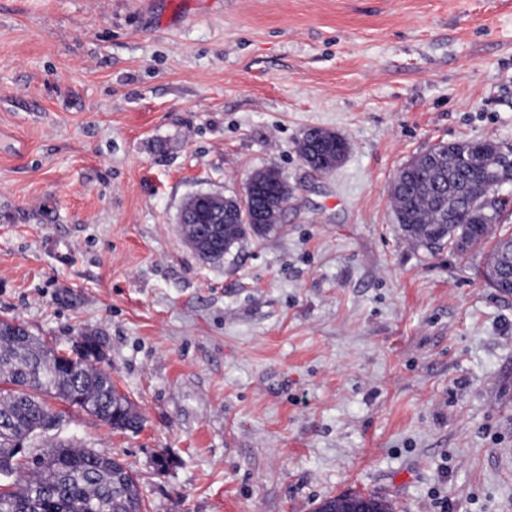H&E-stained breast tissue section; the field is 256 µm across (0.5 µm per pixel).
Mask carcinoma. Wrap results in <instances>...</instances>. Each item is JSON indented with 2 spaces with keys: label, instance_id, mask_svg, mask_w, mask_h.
Here are the masks:
<instances>
[{
  "label": "carcinoma",
  "instance_id": "carcinoma-1",
  "mask_svg": "<svg viewBox=\"0 0 512 512\" xmlns=\"http://www.w3.org/2000/svg\"><path fill=\"white\" fill-rule=\"evenodd\" d=\"M327 131H306L300 153L317 172L329 173L348 150L345 140H327ZM501 171L500 155L486 140H463L421 154L396 176L391 196L405 240L435 254L446 247L466 252L493 241L483 277L499 293L512 294V233H495L500 219L488 217L482 190L488 176ZM286 189L270 176L256 183L245 205L224 200L228 218L202 240L195 252L209 263L224 260V248L248 235L267 237L278 225L260 223L267 201H281ZM181 231L187 238L199 233L212 213L211 200L202 195L192 209L183 210ZM94 332L81 331L71 347L75 367L68 369L50 356L51 349L19 321L0 320V378L11 389L0 391V477L16 470L15 457L29 442L35 448L61 428L63 413L50 408L52 396L77 406L121 432L136 431L142 417L112 379L96 366L91 341ZM145 504L132 469L112 455L59 441L36 462L28 478L0 483V512H144Z\"/></svg>",
  "mask_w": 512,
  "mask_h": 512
}]
</instances>
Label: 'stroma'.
Returning <instances> with one entry per match:
<instances>
[{"mask_svg":"<svg viewBox=\"0 0 512 512\" xmlns=\"http://www.w3.org/2000/svg\"><path fill=\"white\" fill-rule=\"evenodd\" d=\"M311 128L349 144L330 173ZM485 138L512 142V0H0V320L103 337L143 425L63 435L147 512H512V295L485 249L407 243L391 196ZM267 167L278 231L204 261L184 203ZM333 132L319 128H312L306 131L305 137L300 146V153L308 160L310 167L317 172L329 173L333 171L344 159L348 146L344 139L338 137L339 141L327 140L323 136ZM344 151L342 160L335 161L336 156Z\"/></svg>","mask_w":512,"mask_h":512,"instance_id":"35a3bbf8","label":"stroma"}]
</instances>
